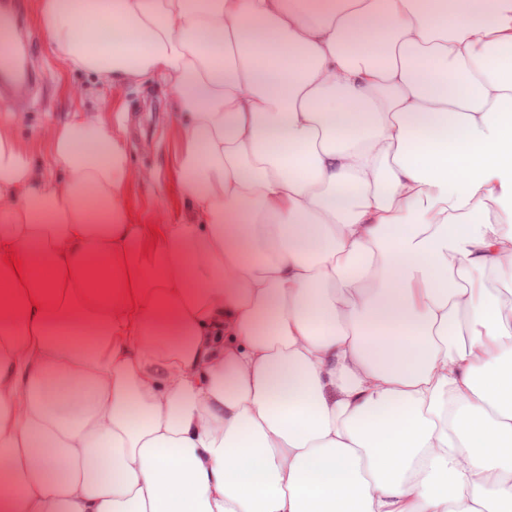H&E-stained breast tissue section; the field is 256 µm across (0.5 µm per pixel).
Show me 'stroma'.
Here are the masks:
<instances>
[{
    "label": "stroma",
    "mask_w": 512,
    "mask_h": 512,
    "mask_svg": "<svg viewBox=\"0 0 512 512\" xmlns=\"http://www.w3.org/2000/svg\"><path fill=\"white\" fill-rule=\"evenodd\" d=\"M9 21L20 29L19 51L11 65L40 71L44 82L34 91L23 90L24 117L15 120V105L0 98V121L13 124L14 135L39 171H47V137L53 127L76 111L93 112L103 120L124 122L128 160L134 171L125 202L148 224L178 222L185 209L173 172V160L182 143L168 89L147 79L136 84L109 85L91 74L67 67L45 41L35 16V0H21L19 9L7 10Z\"/></svg>",
    "instance_id": "1"
}]
</instances>
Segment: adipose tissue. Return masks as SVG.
I'll list each match as a JSON object with an SVG mask.
<instances>
[{
	"label": "adipose tissue",
	"instance_id": "adipose-tissue-1",
	"mask_svg": "<svg viewBox=\"0 0 512 512\" xmlns=\"http://www.w3.org/2000/svg\"><path fill=\"white\" fill-rule=\"evenodd\" d=\"M36 15L168 87L187 212L100 117L56 179L0 124V512H512V0Z\"/></svg>",
	"mask_w": 512,
	"mask_h": 512
}]
</instances>
